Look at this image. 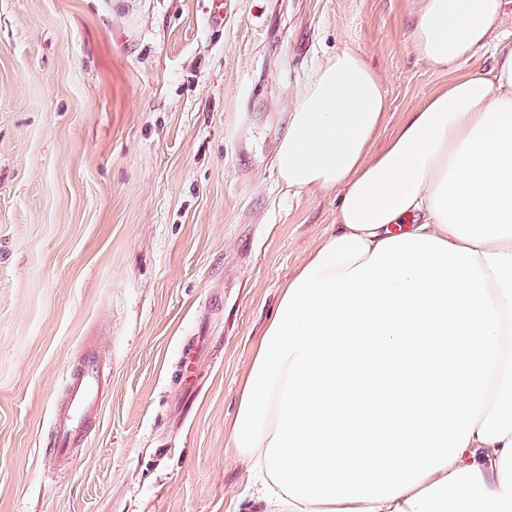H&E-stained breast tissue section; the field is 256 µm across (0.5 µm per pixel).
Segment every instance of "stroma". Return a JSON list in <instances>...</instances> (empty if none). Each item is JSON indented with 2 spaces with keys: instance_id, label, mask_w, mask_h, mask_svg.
<instances>
[{
  "instance_id": "35a3bbf8",
  "label": "stroma",
  "mask_w": 512,
  "mask_h": 512,
  "mask_svg": "<svg viewBox=\"0 0 512 512\" xmlns=\"http://www.w3.org/2000/svg\"><path fill=\"white\" fill-rule=\"evenodd\" d=\"M223 2L0 0V512H254L226 431L340 201L280 183L295 99L359 52L381 147L448 84L411 43L420 0ZM88 349L107 387L54 466Z\"/></svg>"
}]
</instances>
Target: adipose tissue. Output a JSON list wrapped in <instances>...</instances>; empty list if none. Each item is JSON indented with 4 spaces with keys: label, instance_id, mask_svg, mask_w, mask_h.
I'll list each match as a JSON object with an SVG mask.
<instances>
[{
    "label": "adipose tissue",
    "instance_id": "1",
    "mask_svg": "<svg viewBox=\"0 0 512 512\" xmlns=\"http://www.w3.org/2000/svg\"><path fill=\"white\" fill-rule=\"evenodd\" d=\"M511 9L421 0L414 49L451 77L379 152L388 102L359 53L295 100L278 175L341 200L228 432L267 512H512Z\"/></svg>",
    "mask_w": 512,
    "mask_h": 512
}]
</instances>
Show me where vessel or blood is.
<instances>
[{"label": "vessel or blood", "instance_id": "1", "mask_svg": "<svg viewBox=\"0 0 512 512\" xmlns=\"http://www.w3.org/2000/svg\"><path fill=\"white\" fill-rule=\"evenodd\" d=\"M105 384L99 358L93 353H86L70 376L66 397L55 412L49 453L53 462L67 461L76 454L88 433Z\"/></svg>", "mask_w": 512, "mask_h": 512}]
</instances>
